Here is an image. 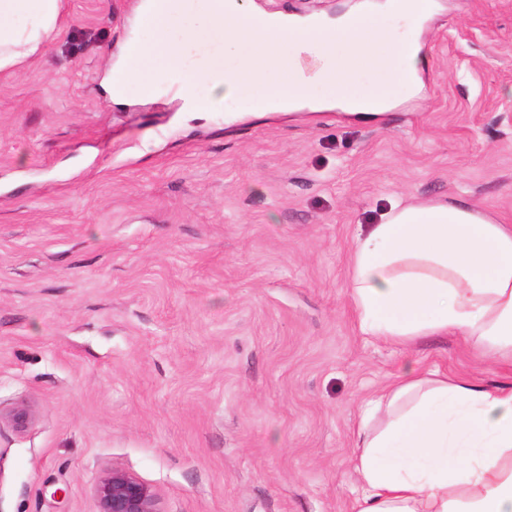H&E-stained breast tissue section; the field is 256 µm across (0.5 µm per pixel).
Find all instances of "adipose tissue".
I'll use <instances>...</instances> for the list:
<instances>
[{
    "label": "adipose tissue",
    "instance_id": "adipose-tissue-1",
    "mask_svg": "<svg viewBox=\"0 0 512 512\" xmlns=\"http://www.w3.org/2000/svg\"><path fill=\"white\" fill-rule=\"evenodd\" d=\"M433 0H377L333 16L281 12L253 22L247 0H139L137 26L108 63L115 104L134 82L176 86L186 112H220L240 87L263 111L392 110L421 87L417 36ZM62 0H0V73L24 70L59 31ZM401 23L400 37L371 25ZM377 72L369 87L355 74ZM207 86L199 96V86ZM325 94H317V87ZM350 295L363 335L407 344L460 336L512 355V224L468 201L395 203L358 234ZM353 512H512V382L408 367L369 401L356 430Z\"/></svg>",
    "mask_w": 512,
    "mask_h": 512
}]
</instances>
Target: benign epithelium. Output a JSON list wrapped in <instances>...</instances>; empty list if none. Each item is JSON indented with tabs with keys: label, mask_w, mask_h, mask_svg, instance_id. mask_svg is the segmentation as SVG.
Segmentation results:
<instances>
[{
	"label": "benign epithelium",
	"mask_w": 512,
	"mask_h": 512,
	"mask_svg": "<svg viewBox=\"0 0 512 512\" xmlns=\"http://www.w3.org/2000/svg\"><path fill=\"white\" fill-rule=\"evenodd\" d=\"M94 493L98 512H161L156 490L122 469L100 474Z\"/></svg>",
	"instance_id": "obj_1"
}]
</instances>
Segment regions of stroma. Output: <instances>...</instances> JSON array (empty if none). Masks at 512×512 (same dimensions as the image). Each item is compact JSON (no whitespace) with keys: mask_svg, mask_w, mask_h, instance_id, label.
<instances>
[{"mask_svg":"<svg viewBox=\"0 0 512 512\" xmlns=\"http://www.w3.org/2000/svg\"><path fill=\"white\" fill-rule=\"evenodd\" d=\"M356 0H252L333 16ZM421 92L338 111L100 94L136 0H64L0 76V512H97L118 467L161 512H352L364 402L408 363L512 379L456 336H361L352 242L390 202L512 224V0H434Z\"/></svg>","mask_w":512,"mask_h":512,"instance_id":"stroma-1","label":"stroma"}]
</instances>
